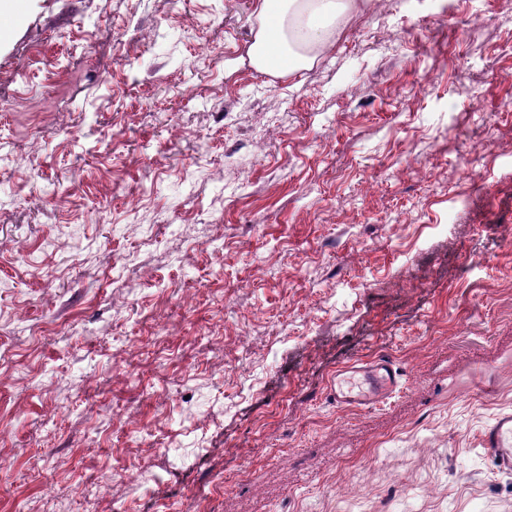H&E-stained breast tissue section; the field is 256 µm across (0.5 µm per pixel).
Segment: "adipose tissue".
<instances>
[{"mask_svg":"<svg viewBox=\"0 0 512 512\" xmlns=\"http://www.w3.org/2000/svg\"><path fill=\"white\" fill-rule=\"evenodd\" d=\"M361 6V0H260L253 64L264 71L278 64L291 73L311 66L314 53L339 34L337 20L351 19Z\"/></svg>","mask_w":512,"mask_h":512,"instance_id":"ef3b65f1","label":"adipose tissue"}]
</instances>
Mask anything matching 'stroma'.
<instances>
[{"label":"stroma","instance_id":"35a3bbf8","mask_svg":"<svg viewBox=\"0 0 512 512\" xmlns=\"http://www.w3.org/2000/svg\"><path fill=\"white\" fill-rule=\"evenodd\" d=\"M365 2L0 13V512H512V0ZM362 6L358 0H261L260 26L251 46L253 64L260 70L288 73L311 66L316 56L310 53L329 48ZM339 18L345 22L336 27ZM401 373L390 358H378L364 367H350L336 376L329 396L336 405L369 407L392 393L400 383ZM480 442L500 471L512 473V413L497 417L485 429Z\"/></svg>","mask_w":512,"mask_h":512}]
</instances>
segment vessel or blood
Returning <instances> with one entry per match:
<instances>
[{
    "label": "vessel or blood",
    "instance_id": "1",
    "mask_svg": "<svg viewBox=\"0 0 512 512\" xmlns=\"http://www.w3.org/2000/svg\"><path fill=\"white\" fill-rule=\"evenodd\" d=\"M401 373L389 358L372 360L363 367H353L337 375L329 395L337 405L368 407L392 393L400 383ZM498 469L512 473V413L500 415L480 439Z\"/></svg>",
    "mask_w": 512,
    "mask_h": 512
}]
</instances>
